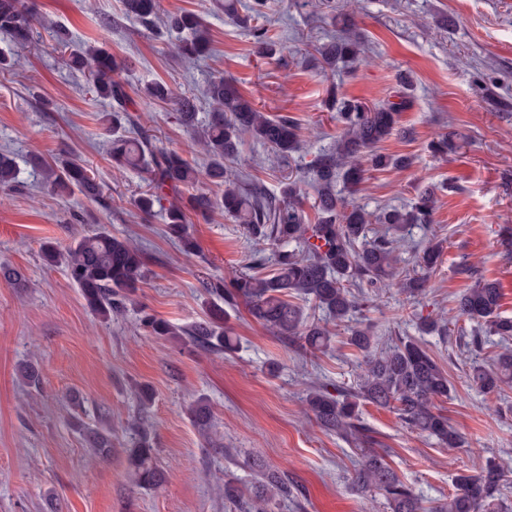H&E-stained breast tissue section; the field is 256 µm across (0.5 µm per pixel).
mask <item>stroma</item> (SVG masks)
Wrapping results in <instances>:
<instances>
[{
  "mask_svg": "<svg viewBox=\"0 0 512 512\" xmlns=\"http://www.w3.org/2000/svg\"><path fill=\"white\" fill-rule=\"evenodd\" d=\"M159 2L162 14L188 9L205 19L211 56L180 60L170 51L176 33L123 19L121 0H35L41 21L31 44L14 48L0 38V53L19 60L0 70V151L15 153L20 169L0 199V264L27 279L22 288L0 279V512H240L225 500L224 483H247L261 465L284 471L295 488L294 500L280 503L278 512H384L382 498L352 487L356 443L324 432L303 402L313 384L353 388L357 359L345 331L328 353L309 357L255 322L242 303L224 316L238 341L231 354L151 336L140 326L143 307L179 328L204 320L210 298L203 282L232 279L255 257H270L271 248L217 213L195 219L198 251L186 256L161 216L135 208L143 176L112 167V133L98 121L104 106L81 73L63 66L54 50L60 33L126 59L124 80L133 92L161 80L200 98L211 76L233 78L259 110L299 125L304 147L289 160L296 171L332 145L338 127L326 108L331 91L379 103L392 95L397 73L408 72L412 88L399 131L379 149L413 163L368 171L353 200L375 212L434 190V224L410 228L400 266L412 268L413 246L430 236L442 240L443 251L426 296L380 291L364 322L378 342L417 336L436 356L452 386L441 407L467 445L442 447L371 404L361 405L360 419L423 507L448 497L457 474L477 472L486 460L512 470V388L486 396L467 383L472 363H490L500 352L496 337L471 350L461 338L475 333V322L459 320L445 336H423L417 328L420 319L446 313L469 287L457 272L462 264L499 282L501 313L512 318V110L491 103L512 102V0H338L368 39L373 62L334 73L299 53L326 42L334 29L330 13L303 0H275L269 26L291 48L279 60L257 54L247 28L225 16L224 0ZM137 104L157 146L205 164L193 134L175 123L167 105L144 98ZM451 131L457 152L433 155L431 142ZM70 154L94 168L106 201L55 195L28 162ZM240 159L244 171L279 195L281 169L263 146L244 141ZM102 225L143 248L149 271L134 304L109 321L85 307L64 266H45L41 258L44 243L63 250ZM30 362L41 375L35 386L20 374ZM140 383L154 391L145 412L135 394ZM200 398L213 415L205 433L190 415ZM140 416L152 426L157 462L168 472L158 489L136 488L128 474L126 426ZM86 426L111 428L110 456L87 448Z\"/></svg>",
  "mask_w": 512,
  "mask_h": 512,
  "instance_id": "obj_1",
  "label": "stroma"
}]
</instances>
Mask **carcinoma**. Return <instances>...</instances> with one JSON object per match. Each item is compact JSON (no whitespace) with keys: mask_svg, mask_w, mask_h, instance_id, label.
Listing matches in <instances>:
<instances>
[{"mask_svg":"<svg viewBox=\"0 0 512 512\" xmlns=\"http://www.w3.org/2000/svg\"><path fill=\"white\" fill-rule=\"evenodd\" d=\"M266 8L265 0H252L247 6L248 15L242 17L233 0H224V12L249 29L257 53L272 58L285 54L289 47L269 28ZM122 11L124 17L146 29L154 27L159 19L158 0H122ZM36 20L27 0H0V36L14 45L24 47L30 43ZM165 25L180 34L173 46L179 57L197 60L209 54L210 32L196 13H172ZM56 49L62 63L87 77L96 96L109 104L110 111L101 114V121L112 128L109 155L113 166L137 169L145 175L146 189L134 200L136 208L145 215L160 211L167 234L178 239L185 254L192 255L197 250L196 239L189 231L191 216L206 221L215 212L234 218L250 236L271 246L270 271L246 273L227 284L222 279L202 283L204 291L224 306L244 302L250 315L274 335L293 339L301 350L314 355L330 349L334 338L331 326L350 321L379 290L396 285L413 299L425 294L430 273L440 258L441 242L428 243L416 253L414 267L401 270L396 256L399 240L394 233L408 225L432 224L434 193H423L407 209L379 213H370L346 200V194L355 191L364 180V162L375 169L409 166L402 155L376 152L377 144L396 131V116L408 103L405 95H400L396 103L382 106H369L336 93L330 95L327 109L336 112L342 129L333 147L310 161L308 178L316 189L311 208L317 219L309 224L304 214L302 180L286 179L280 196L275 197L267 194L257 179L242 180L233 168L239 160V146L247 137L282 159L297 152L300 134L294 120L286 116L271 118L231 80L222 76L210 78L208 120L199 138L207 163L200 169L179 153L153 143L140 116L130 107L132 99L121 78L127 68L125 62L89 43L74 48L62 36L56 39ZM313 51L320 57L322 69L334 72L340 63L365 61L368 44L361 39H332L313 46ZM141 94L170 106L172 117L180 126L197 128L199 108L194 97L179 94L160 81L145 84ZM123 126L138 130L137 135H117V129ZM30 163L44 183L60 194L77 192L89 199L102 195L93 169L80 159L68 157L51 165L33 156ZM16 173L13 155L0 152V190L14 186ZM202 183L223 192L213 196L200 188ZM374 224L383 229L372 228ZM42 259L48 266L66 264L85 305L104 321L121 314L133 302V295L146 276L142 249L104 226L74 240L64 252L45 243ZM458 273L473 280V284L457 296L448 317H427L418 326L419 331L445 336L447 322L465 317L501 343L512 340V318L499 315L502 294L497 282L467 264L459 267ZM299 299L312 304L322 316H305L297 303ZM224 306L213 305L207 319L186 330L144 308L139 321L151 336H184L198 348L226 354L234 351L236 343L224 329ZM348 344L362 354L357 364V388L352 392L339 389L333 395L317 386L305 397L306 411L322 430L348 441L366 443L369 436L359 418V403L363 401L394 409L411 430L444 447L464 446V437L435 404L437 399L448 397V373L418 340L399 336L380 349L374 345L369 326L361 323L350 328ZM467 381L485 395L501 394L503 386L512 385V349L504 347L490 367L473 363ZM191 416L202 430L212 425L211 411L202 401L192 407ZM128 430L126 452L133 484L144 489L159 488L165 473L156 461L152 431L140 417L129 423ZM89 445L96 455H110L112 429L90 432ZM360 452L353 484L363 494L382 497L387 512H512V502L504 493L506 473L491 462L477 473L457 475L454 493L427 510L385 456L367 448ZM290 494L287 475L272 468L259 469L254 482L244 491L224 484V498L247 505L246 512H269L273 502L286 500Z\"/></svg>","mask_w":512,"mask_h":512,"instance_id":"1","label":"carcinoma"}]
</instances>
